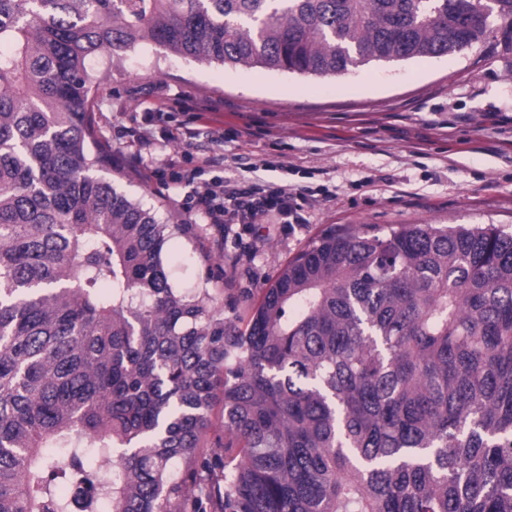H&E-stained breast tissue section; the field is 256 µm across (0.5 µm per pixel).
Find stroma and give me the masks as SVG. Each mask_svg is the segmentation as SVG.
<instances>
[{
    "label": "stroma",
    "mask_w": 512,
    "mask_h": 512,
    "mask_svg": "<svg viewBox=\"0 0 512 512\" xmlns=\"http://www.w3.org/2000/svg\"><path fill=\"white\" fill-rule=\"evenodd\" d=\"M87 70L100 86L94 120L113 154L133 152L140 132L156 142L151 165L165 166L184 148L169 132L186 126L194 150L224 157L200 183L328 191V200L304 203L307 222L295 231L248 225L249 252L214 247L213 224L170 241L171 284L223 289L224 316L236 325L286 262L331 226L494 224L512 233V58L501 49L308 76L203 64L144 42L122 62L99 56ZM216 131L223 141H212ZM106 176L158 223L190 222L177 204L190 186L167 188L123 165Z\"/></svg>",
    "instance_id": "obj_1"
}]
</instances>
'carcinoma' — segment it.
I'll return each instance as SVG.
<instances>
[{
    "label": "carcinoma",
    "mask_w": 512,
    "mask_h": 512,
    "mask_svg": "<svg viewBox=\"0 0 512 512\" xmlns=\"http://www.w3.org/2000/svg\"><path fill=\"white\" fill-rule=\"evenodd\" d=\"M492 33L512 0H0V512H512V234L330 228L241 330L91 174L86 67L336 76Z\"/></svg>",
    "instance_id": "carcinoma-1"
}]
</instances>
